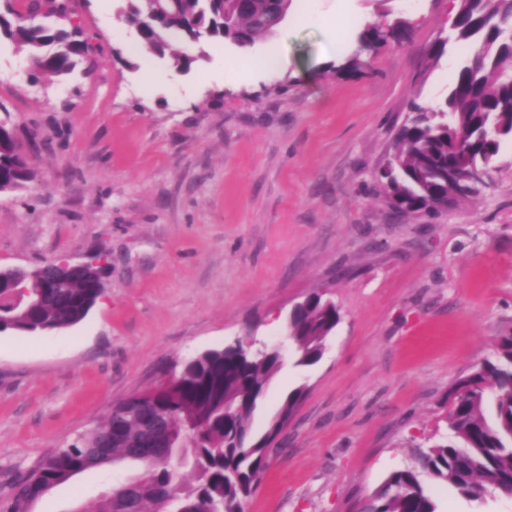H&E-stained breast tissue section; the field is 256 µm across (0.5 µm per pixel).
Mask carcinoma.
<instances>
[{
	"instance_id": "carcinoma-1",
	"label": "carcinoma",
	"mask_w": 512,
	"mask_h": 512,
	"mask_svg": "<svg viewBox=\"0 0 512 512\" xmlns=\"http://www.w3.org/2000/svg\"><path fill=\"white\" fill-rule=\"evenodd\" d=\"M0 10V42L28 56L33 84L68 75L100 48L96 37L73 20L72 0H9ZM290 0H124L123 17L139 23L140 43L165 56L168 35L192 45L203 38L245 49L273 34L286 18ZM448 48L477 47L459 61L444 99L410 101L397 132L390 168L375 174L381 196L429 216L453 201L475 198L478 186L462 187L448 171L496 167L503 141L512 139V0H456ZM28 12L35 20L26 21ZM409 37L406 22L386 30L368 26L357 33L364 53L389 37ZM35 170L21 152L10 115L0 117V193L27 187ZM23 281L36 306L17 299L11 281ZM102 294L96 268L61 270L50 261L35 271H12L0 283V333H52L81 323ZM340 321L335 305L313 292L292 313L286 335L294 365L310 366ZM282 357L260 347L206 349L181 365L179 384L115 404L89 433L48 452L38 466L0 497V512H32L49 491L92 469L136 462L142 472L103 494L92 512H243V504L268 467L269 443L302 400L305 389L288 393L267 430L252 418ZM448 437L417 446L411 462L392 471L361 506V512H438L431 483H445L469 501L512 495V335L500 338L497 353L482 360L448 389ZM198 426L180 437L178 453L190 457L191 480L181 484L161 458L172 432Z\"/></svg>"
}]
</instances>
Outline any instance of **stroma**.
Listing matches in <instances>:
<instances>
[{
    "label": "stroma",
    "mask_w": 512,
    "mask_h": 512,
    "mask_svg": "<svg viewBox=\"0 0 512 512\" xmlns=\"http://www.w3.org/2000/svg\"><path fill=\"white\" fill-rule=\"evenodd\" d=\"M309 5L314 23L297 15ZM450 0H293L249 54L204 42L187 73L140 47L118 0H75L101 50L73 74L30 85L26 52L0 45V109L36 143V177L0 195V268L103 254V298L76 326L0 333V495L50 450L157 387L181 362L254 334L281 339L315 290L341 320L322 358H286L253 418L262 432L284 397L305 395L281 452L244 512H358L415 445L446 436L449 387L512 335V143L493 185L430 218L397 215L373 171L388 158L413 92L441 99ZM404 20V43L335 73L325 26ZM277 55L276 74L251 64ZM121 463L59 486L33 512H87ZM439 512H512L435 488Z\"/></svg>",
    "instance_id": "1"
}]
</instances>
